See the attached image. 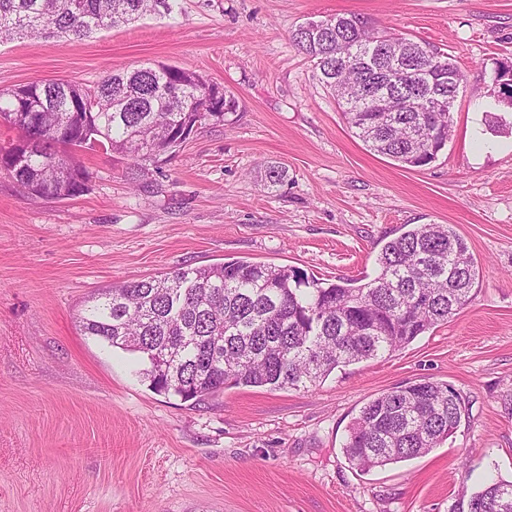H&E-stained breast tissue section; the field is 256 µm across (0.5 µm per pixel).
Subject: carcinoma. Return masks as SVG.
Segmentation results:
<instances>
[{"label":"carcinoma","instance_id":"obj_1","mask_svg":"<svg viewBox=\"0 0 512 512\" xmlns=\"http://www.w3.org/2000/svg\"><path fill=\"white\" fill-rule=\"evenodd\" d=\"M179 0H0V39L89 38L147 15L170 16ZM369 150L404 167H423L446 147L464 73L444 50L380 31L355 14L300 25L292 36ZM418 87L420 108L405 107ZM218 85L171 65L113 70L95 88L64 83L0 86V120L21 133L0 152L20 170L17 184L46 200L89 190L72 153L97 142L139 168L171 156L170 132L224 121L205 96ZM395 100L367 109L369 94ZM271 164L264 186L283 184ZM379 273L326 286L287 266L232 259L123 282L92 298L81 331L138 355L141 375L160 394L202 402L239 387L308 388L338 367L389 354L448 321L471 300L480 277L466 240L450 224H422L386 242ZM466 415L461 395L431 381L408 382L370 400L344 444L361 471L417 458L440 445ZM450 512H512V480L494 479L459 497Z\"/></svg>","mask_w":512,"mask_h":512}]
</instances>
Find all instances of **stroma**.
I'll return each mask as SVG.
<instances>
[{"label":"stroma","instance_id":"obj_1","mask_svg":"<svg viewBox=\"0 0 512 512\" xmlns=\"http://www.w3.org/2000/svg\"><path fill=\"white\" fill-rule=\"evenodd\" d=\"M356 14L438 46L465 74L437 159L404 168L353 133L292 42ZM512 0H181L84 40L0 42V85L96 86L110 69L174 65L234 94L236 112L131 177L80 152L89 189L24 195L0 173V512H449L461 488L512 478ZM286 168L265 189L269 164ZM450 224L481 274L456 316L320 385L240 387L195 404L150 389L136 356L83 335L103 289L231 259L332 283L374 277L382 246ZM455 389L456 433L428 454L357 470L343 445L378 394Z\"/></svg>","mask_w":512,"mask_h":512}]
</instances>
